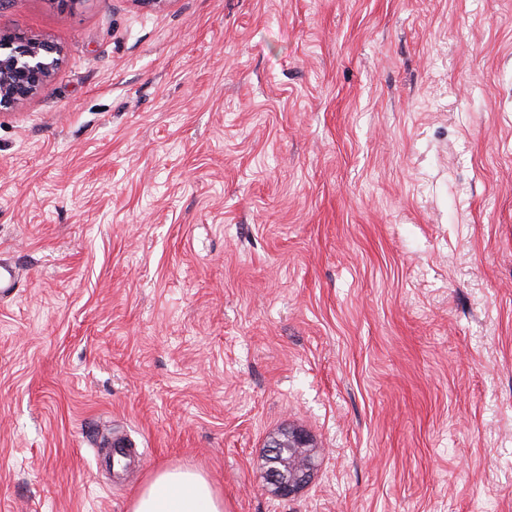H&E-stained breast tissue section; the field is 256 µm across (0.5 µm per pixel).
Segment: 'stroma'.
Segmentation results:
<instances>
[{"instance_id":"stroma-1","label":"stroma","mask_w":512,"mask_h":512,"mask_svg":"<svg viewBox=\"0 0 512 512\" xmlns=\"http://www.w3.org/2000/svg\"><path fill=\"white\" fill-rule=\"evenodd\" d=\"M0 512H512V0H0ZM320 449L268 492L270 437ZM143 469L106 472L97 434ZM56 48L25 34L0 36V110L26 99L52 75ZM266 448L263 474L266 489L288 498L302 491L319 463V450L312 439L304 431L288 429L272 437ZM279 454L282 460L288 461L282 462L288 465L287 471L279 465ZM131 512H224V498L200 471L157 470L137 493Z\"/></svg>"}]
</instances>
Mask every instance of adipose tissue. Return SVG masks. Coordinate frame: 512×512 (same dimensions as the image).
Masks as SVG:
<instances>
[{"label": "adipose tissue", "instance_id": "adipose-tissue-1", "mask_svg": "<svg viewBox=\"0 0 512 512\" xmlns=\"http://www.w3.org/2000/svg\"><path fill=\"white\" fill-rule=\"evenodd\" d=\"M131 512H224V499L202 472L164 468L140 489Z\"/></svg>", "mask_w": 512, "mask_h": 512}]
</instances>
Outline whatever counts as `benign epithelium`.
Segmentation results:
<instances>
[{
  "label": "benign epithelium",
  "mask_w": 512,
  "mask_h": 512,
  "mask_svg": "<svg viewBox=\"0 0 512 512\" xmlns=\"http://www.w3.org/2000/svg\"><path fill=\"white\" fill-rule=\"evenodd\" d=\"M56 54L51 43L39 38L25 34L0 36V110L36 92L56 68ZM282 448L289 451L286 471L279 465ZM318 463L319 450L305 432L284 430L267 444L265 487L279 497H292L307 486Z\"/></svg>",
  "instance_id": "7a95c632"
}]
</instances>
